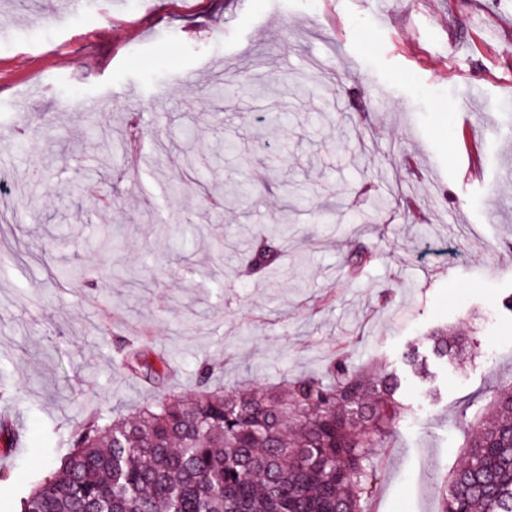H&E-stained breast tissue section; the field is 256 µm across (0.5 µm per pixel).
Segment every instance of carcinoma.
Returning <instances> with one entry per match:
<instances>
[{
  "instance_id": "carcinoma-1",
  "label": "carcinoma",
  "mask_w": 512,
  "mask_h": 512,
  "mask_svg": "<svg viewBox=\"0 0 512 512\" xmlns=\"http://www.w3.org/2000/svg\"><path fill=\"white\" fill-rule=\"evenodd\" d=\"M271 246L252 262L275 263ZM437 359L473 339L438 328L425 337ZM402 361L430 378L411 346ZM334 378L297 377L273 389L226 394L207 387L153 400L129 416L76 425L72 451L20 501L19 512H365L378 479L375 449L406 414L402 379L383 358L342 356ZM463 457L438 512H512V380L462 426Z\"/></svg>"
}]
</instances>
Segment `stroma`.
Listing matches in <instances>:
<instances>
[{
	"label": "stroma",
	"mask_w": 512,
	"mask_h": 512,
	"mask_svg": "<svg viewBox=\"0 0 512 512\" xmlns=\"http://www.w3.org/2000/svg\"><path fill=\"white\" fill-rule=\"evenodd\" d=\"M0 100L22 188L0 193V408L23 428L0 433V512L89 414L203 367L228 392L342 353L398 369L453 326L478 348L403 381L365 505L437 512L460 422L512 378V0H0ZM134 114L136 158L101 165L97 126L118 141ZM283 215L287 260L250 272L241 246ZM140 349L168 376L130 372Z\"/></svg>",
	"instance_id": "stroma-1"
}]
</instances>
